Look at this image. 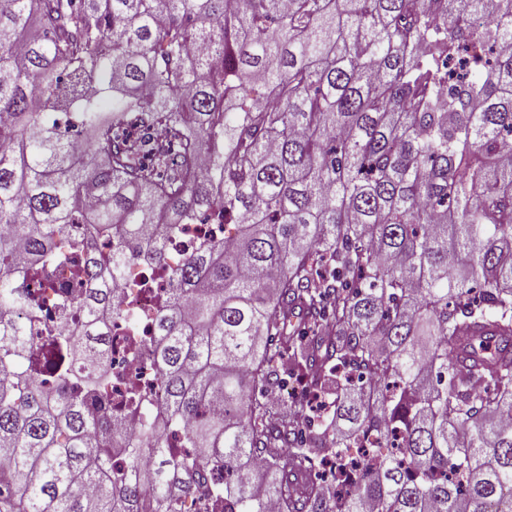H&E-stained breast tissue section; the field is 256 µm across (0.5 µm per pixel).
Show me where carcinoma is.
Wrapping results in <instances>:
<instances>
[{"mask_svg": "<svg viewBox=\"0 0 512 512\" xmlns=\"http://www.w3.org/2000/svg\"><path fill=\"white\" fill-rule=\"evenodd\" d=\"M1 133L0 512H179L208 470L237 512H512V0H0ZM67 245L83 321L33 345ZM141 263L161 408L116 472L98 315ZM370 436L352 490L288 487ZM205 224H184L177 236L181 238L182 245L180 248L170 251L167 247V254L170 255L169 263L173 266L180 260L181 255L187 254L191 251L194 242L200 237L205 235H222L224 236V217L221 218L219 213H207Z\"/></svg>", "mask_w": 512, "mask_h": 512, "instance_id": "obj_1", "label": "carcinoma"}]
</instances>
